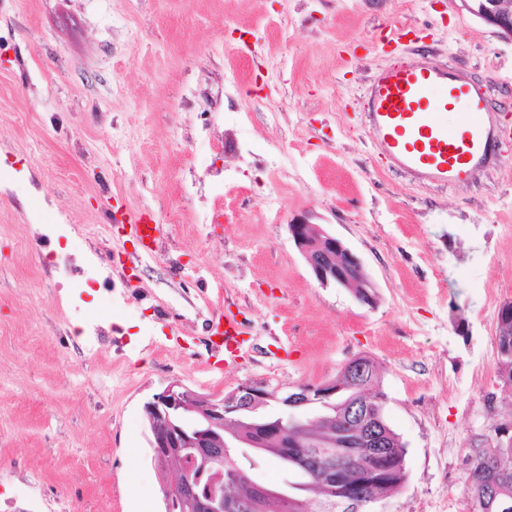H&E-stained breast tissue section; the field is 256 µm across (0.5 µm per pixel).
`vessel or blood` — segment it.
Wrapping results in <instances>:
<instances>
[{"label":"vessel or blood","mask_w":512,"mask_h":512,"mask_svg":"<svg viewBox=\"0 0 512 512\" xmlns=\"http://www.w3.org/2000/svg\"><path fill=\"white\" fill-rule=\"evenodd\" d=\"M365 98L368 128L391 167L427 185L468 182L492 148L512 138V126L499 120L482 85L453 67L425 60L387 65L370 78ZM120 221L144 247L159 238V225L146 214L125 213ZM241 334L235 316H225L215 343L225 365L237 362Z\"/></svg>","instance_id":"vessel-or-blood-1"}]
</instances>
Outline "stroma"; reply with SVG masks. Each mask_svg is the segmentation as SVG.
<instances>
[{"mask_svg":"<svg viewBox=\"0 0 512 512\" xmlns=\"http://www.w3.org/2000/svg\"><path fill=\"white\" fill-rule=\"evenodd\" d=\"M398 57L483 81L512 123V38L460 0H0V512H165L154 394L288 393L358 355L406 448L381 512H470L465 461L512 420V140L455 186L391 169L365 87ZM128 211L153 253L106 220ZM297 220L360 257L371 303L315 279ZM112 221L128 224L130 236L139 240L147 252L151 253L153 251L152 245L159 238L160 225L155 224L150 216L143 213H123L119 219L114 214L112 215ZM497 353L498 369L500 373V364L507 360L512 364V310L501 308L498 314L497 325ZM510 352V354H509ZM506 354V358L504 357ZM509 354V355H508ZM510 358V359H509ZM224 330L219 326L214 332V336L219 337V341L212 340L215 349L224 348L225 365L235 364L240 358L241 342L239 336L242 335L241 323L235 318V315H224Z\"/></svg>","mask_w":512,"mask_h":512,"instance_id":"35a3bbf8","label":"stroma"}]
</instances>
